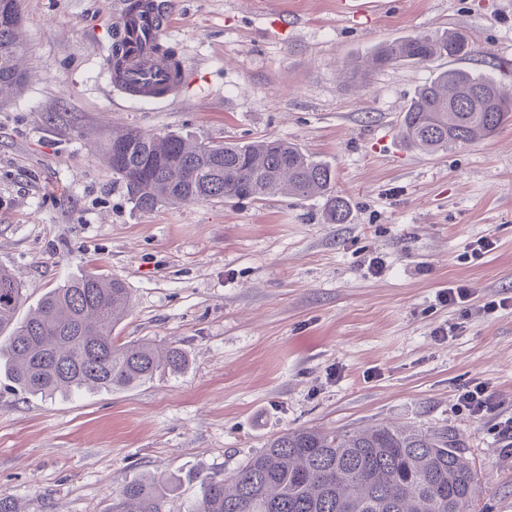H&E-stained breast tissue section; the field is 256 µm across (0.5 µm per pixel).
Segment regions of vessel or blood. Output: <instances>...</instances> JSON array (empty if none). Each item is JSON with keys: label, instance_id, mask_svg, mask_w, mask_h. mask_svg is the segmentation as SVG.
<instances>
[{"label": "vessel or blood", "instance_id": "obj_1", "mask_svg": "<svg viewBox=\"0 0 512 512\" xmlns=\"http://www.w3.org/2000/svg\"><path fill=\"white\" fill-rule=\"evenodd\" d=\"M172 22L169 0H122L113 28L117 48L107 55L103 66L114 91L130 100L178 99L183 62L159 48L161 36Z\"/></svg>", "mask_w": 512, "mask_h": 512}]
</instances>
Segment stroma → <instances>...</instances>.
<instances>
[{"mask_svg": "<svg viewBox=\"0 0 512 512\" xmlns=\"http://www.w3.org/2000/svg\"><path fill=\"white\" fill-rule=\"evenodd\" d=\"M119 2L21 0L27 81L0 95V267L25 313L82 271L121 279L132 307L115 339L181 347L189 364L45 399L0 375V495L21 512H108L112 490L160 476L166 512H187L202 478L285 430L383 423L455 430L478 472L476 512H512V447L494 419L456 406L478 378L512 417V306L483 309L512 297V126L426 154L400 124L434 66L341 76L383 41L448 30L475 47L459 67L508 79L512 0H374L356 17L336 0H174L163 38L189 70L170 105L109 89ZM128 127L293 142L331 167L350 219L326 223L323 198L286 194L138 210L104 151ZM481 237L494 248L473 254ZM457 285L467 306L440 303Z\"/></svg>", "mask_w": 512, "mask_h": 512, "instance_id": "35a3bbf8", "label": "stroma"}]
</instances>
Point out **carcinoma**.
Returning a JSON list of instances; mask_svg holds the SVG:
<instances>
[{
	"mask_svg": "<svg viewBox=\"0 0 512 512\" xmlns=\"http://www.w3.org/2000/svg\"><path fill=\"white\" fill-rule=\"evenodd\" d=\"M19 22L0 23V86L18 88L24 51ZM472 53L461 32H414L379 44L362 80L395 64L432 65ZM512 122V86L464 68L438 69L401 121L406 143L427 154L492 138ZM105 151L134 206L216 198L261 200L285 193L326 199L327 220L345 224L330 166L282 139L191 144L137 128L112 134ZM23 288L0 268V371L23 394L52 397L85 389L124 390L156 372L178 373L185 352L152 342L119 343L113 327L130 308L123 281L85 271L49 291L23 320ZM168 482L134 479L112 492L110 512H165ZM478 474L457 433L446 427L408 431L388 425L325 432L286 431L233 474L205 477L188 512H475Z\"/></svg>",
	"mask_w": 512,
	"mask_h": 512,
	"instance_id": "obj_1",
	"label": "carcinoma"
}]
</instances>
